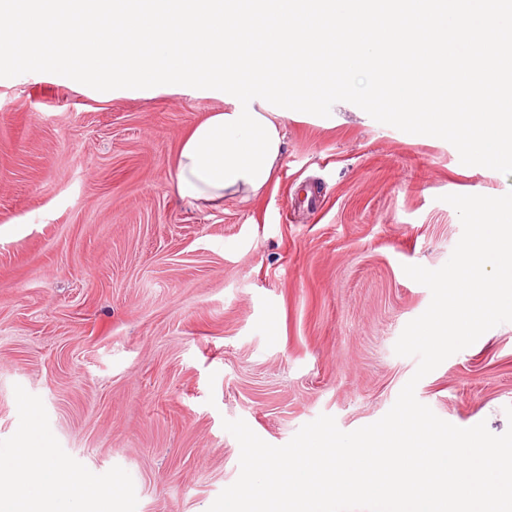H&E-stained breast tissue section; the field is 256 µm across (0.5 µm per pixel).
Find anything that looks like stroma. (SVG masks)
Wrapping results in <instances>:
<instances>
[{
	"mask_svg": "<svg viewBox=\"0 0 512 512\" xmlns=\"http://www.w3.org/2000/svg\"><path fill=\"white\" fill-rule=\"evenodd\" d=\"M215 89L0 78V456L37 422L45 455L112 512H208L240 473L227 420L282 446L320 415L382 418L418 361L394 346L429 306L405 266L442 267L462 234L447 194L512 175L349 102L289 121L277 181L248 202L175 191ZM462 428L504 433L512 322L417 384Z\"/></svg>",
	"mask_w": 512,
	"mask_h": 512,
	"instance_id": "1",
	"label": "stroma"
}]
</instances>
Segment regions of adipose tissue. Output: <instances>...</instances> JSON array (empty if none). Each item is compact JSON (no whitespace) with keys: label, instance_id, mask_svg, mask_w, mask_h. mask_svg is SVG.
<instances>
[{"label":"adipose tissue","instance_id":"1","mask_svg":"<svg viewBox=\"0 0 512 512\" xmlns=\"http://www.w3.org/2000/svg\"><path fill=\"white\" fill-rule=\"evenodd\" d=\"M192 167V159L177 156L176 191L182 199L218 205L227 199L247 202L257 196L246 180L217 188L193 175ZM117 494L113 486L88 494L68 488L66 471L46 462L33 425L24 431L15 454L0 459V512H72V504L87 496L94 500L95 512H112Z\"/></svg>","mask_w":512,"mask_h":512}]
</instances>
